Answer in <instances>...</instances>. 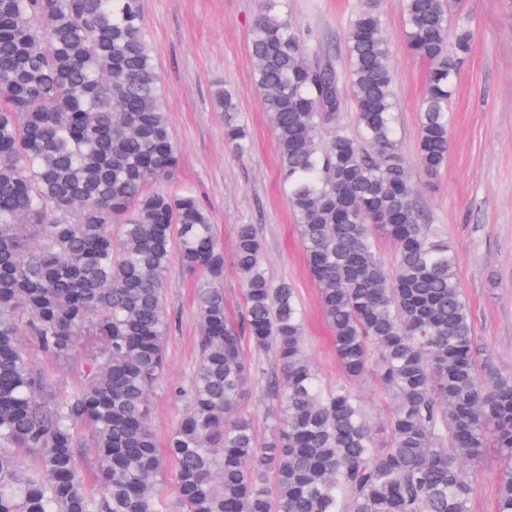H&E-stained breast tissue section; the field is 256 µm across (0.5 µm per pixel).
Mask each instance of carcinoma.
Returning a JSON list of instances; mask_svg holds the SVG:
<instances>
[{"label": "carcinoma", "mask_w": 512, "mask_h": 512, "mask_svg": "<svg viewBox=\"0 0 512 512\" xmlns=\"http://www.w3.org/2000/svg\"><path fill=\"white\" fill-rule=\"evenodd\" d=\"M462 0H403L405 45L428 62L417 162L448 157L471 32ZM260 0L249 44L279 177L318 287L344 383L305 354L293 286L266 276L253 224L234 264L244 306L224 300V247L181 164L140 0H0V512H469L470 471L494 448L496 512H512V375L479 368L448 241L424 224L395 139V75L379 0H361L346 68ZM356 133L340 124V86ZM224 140L247 148L232 92ZM395 250L385 263L372 227ZM196 291L199 362L175 390L186 409L166 447L149 401L166 364L172 261ZM282 418L266 442L239 414L265 369ZM51 359L35 362L30 349ZM78 381L57 386L55 368ZM371 373L393 403L376 442L349 383ZM91 449L94 479L79 464ZM31 464H26L25 458ZM176 467L175 502L158 488Z\"/></svg>", "instance_id": "1"}]
</instances>
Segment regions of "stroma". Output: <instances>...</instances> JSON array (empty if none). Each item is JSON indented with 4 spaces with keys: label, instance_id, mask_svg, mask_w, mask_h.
Wrapping results in <instances>:
<instances>
[{
    "label": "stroma",
    "instance_id": "obj_1",
    "mask_svg": "<svg viewBox=\"0 0 512 512\" xmlns=\"http://www.w3.org/2000/svg\"><path fill=\"white\" fill-rule=\"evenodd\" d=\"M358 0H288V18L300 32L345 62V32ZM164 85L163 107L181 154L175 187H192L207 208L224 246V299L230 311L242 302V284L232 265L235 230L256 225L264 268L272 282L288 281L305 313V350L323 386L343 374L309 278L293 214L278 179V149L255 84L249 39L259 0H141ZM473 32L471 49L457 78L448 159L438 175L416 162L418 104L427 62L406 50L402 0H382V19L392 40V66L399 104L396 139L407 161L416 204L432 229L452 244L457 275L469 305L478 357L492 358L512 374V0H464L459 13ZM235 92L250 149L237 156L224 142V123L212 106L216 85ZM202 276L178 263L165 273L173 317L167 365L151 396V421L159 441L174 431L184 409L169 388L187 383L198 362L194 294ZM379 444H386L391 402L378 381L353 386ZM277 403L256 381L240 412L252 419L259 439L275 424ZM501 461L488 451L470 473L471 512H495Z\"/></svg>",
    "mask_w": 512,
    "mask_h": 512
}]
</instances>
